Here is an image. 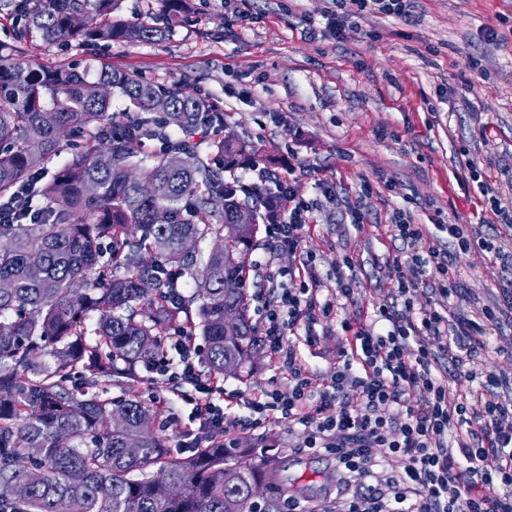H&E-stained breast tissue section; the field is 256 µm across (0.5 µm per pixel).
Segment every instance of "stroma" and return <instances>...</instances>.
Listing matches in <instances>:
<instances>
[{
  "instance_id": "35a3bbf8",
  "label": "stroma",
  "mask_w": 512,
  "mask_h": 512,
  "mask_svg": "<svg viewBox=\"0 0 512 512\" xmlns=\"http://www.w3.org/2000/svg\"><path fill=\"white\" fill-rule=\"evenodd\" d=\"M333 8L332 0H191L187 19L165 40L66 48L18 41L14 20L0 14V44L17 46L26 63H77L92 80L107 67L205 97L257 151L228 180H287L312 203L303 247L316 256L320 297L333 294L343 256L358 260L354 301L337 299L314 327L318 347L300 350L307 372L324 382L336 366L341 320L371 324L374 303L398 296L388 276L403 249L390 228L397 208L420 224H478L488 236L506 235L482 189L501 193L503 170L512 167V0H414L406 19L352 14L340 39L326 24ZM358 200L367 210L360 230L349 216ZM442 245L458 271L450 312L499 309L481 360L512 379V267L459 252L448 239ZM298 263V253L270 251L266 231H258L248 281L254 324L263 320V301L289 287L284 272ZM289 380L287 365L265 351L251 377L228 375L223 383L226 391L258 396L287 390ZM111 394L156 405V427L171 447L190 444V409L163 377L142 374L130 389L118 377ZM302 434L273 418L261 437L243 436L240 445L283 449L280 477L301 489V504L336 512L337 496L361 493L366 481L339 482L335 457L302 448Z\"/></svg>"
}]
</instances>
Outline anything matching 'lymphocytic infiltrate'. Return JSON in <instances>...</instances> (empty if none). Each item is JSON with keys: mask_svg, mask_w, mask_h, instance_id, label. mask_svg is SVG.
Returning <instances> with one entry per match:
<instances>
[{"mask_svg": "<svg viewBox=\"0 0 512 512\" xmlns=\"http://www.w3.org/2000/svg\"><path fill=\"white\" fill-rule=\"evenodd\" d=\"M284 218L270 225L276 247L300 250L310 222V206L289 186H281ZM407 244L406 259H394L390 274L407 291L426 279L443 299L457 290V270L439 238L412 216L398 212L392 227ZM449 239L463 251L477 249L502 266H512V241L491 239L471 224H446ZM298 287L283 289L261 329L268 352L292 372L287 393L269 391L257 397L236 393L248 417L232 421L224 412V387L194 363L196 348L185 336L171 337L176 358L162 357L151 371L175 383L176 395L191 408L199 437L222 434L224 445L236 447L240 435L277 416L303 426V447L336 458L341 477L357 474L368 485L359 495L342 499L340 512H512V398L496 388L503 380L480 373L489 326L498 322L487 307L474 318L448 319L433 305L415 307L404 300L396 307L376 303L377 327L342 321L344 341L339 364L328 383L314 382L297 361L293 335L312 347L314 326L330 315L333 300H319L321 279L313 256L303 257ZM464 367L470 379L491 385L479 407L466 395L451 393L437 374L440 358ZM399 460L400 473L376 471L378 461Z\"/></svg>", "mask_w": 512, "mask_h": 512, "instance_id": "lymphocytic-infiltrate-1", "label": "lymphocytic infiltrate"}]
</instances>
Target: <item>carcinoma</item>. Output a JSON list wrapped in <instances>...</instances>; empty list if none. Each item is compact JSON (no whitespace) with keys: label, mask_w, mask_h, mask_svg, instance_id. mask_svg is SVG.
Returning a JSON list of instances; mask_svg holds the SVG:
<instances>
[{"label":"carcinoma","mask_w":512,"mask_h":512,"mask_svg":"<svg viewBox=\"0 0 512 512\" xmlns=\"http://www.w3.org/2000/svg\"><path fill=\"white\" fill-rule=\"evenodd\" d=\"M175 21L187 0H161ZM20 24L18 39L99 45L161 39L166 28L144 16L114 18L120 0H0ZM107 85L143 114L110 125ZM171 111L155 122L154 103ZM172 124L187 142L158 150L144 172V197L132 176L145 139ZM224 124V113L175 83L166 89L105 69L90 81L76 64L54 70L16 59L0 45V197L15 195L75 137L80 144L41 189L36 223H0V512H285L297 491L274 480L278 454L226 448L215 437L190 454L157 431V409L112 398L119 374L132 386L139 367L160 358L177 330L200 335L207 373L253 372L261 349L245 283L258 226L273 224L279 192L240 197L224 179L248 146L229 134L202 155L194 138ZM248 207L253 223L235 224ZM210 245L200 259V245ZM233 340L226 343L224 337ZM81 390L68 386L74 375ZM114 412L125 427L103 426ZM138 439L141 452L127 454ZM274 485L263 504L252 488Z\"/></svg>","instance_id":"carcinoma-1"}]
</instances>
